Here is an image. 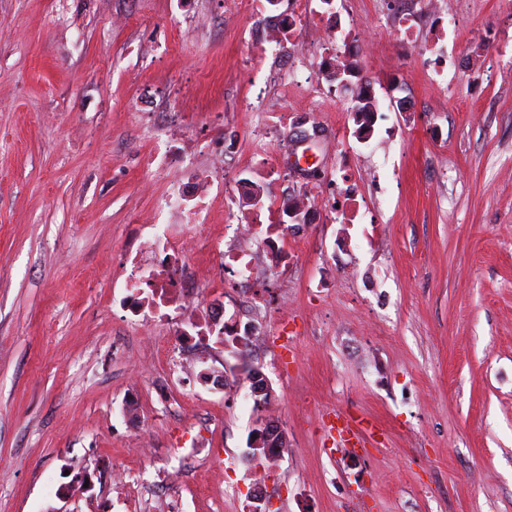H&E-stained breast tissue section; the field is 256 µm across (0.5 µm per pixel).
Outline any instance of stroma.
Returning a JSON list of instances; mask_svg holds the SVG:
<instances>
[{"label": "stroma", "mask_w": 512, "mask_h": 512, "mask_svg": "<svg viewBox=\"0 0 512 512\" xmlns=\"http://www.w3.org/2000/svg\"><path fill=\"white\" fill-rule=\"evenodd\" d=\"M416 0H337L364 55L394 74L406 111L386 108L364 137L343 97L275 81L289 49L259 54L270 18L227 20L225 0H0V512H87L69 483L86 478L102 512L103 461L137 455L120 407L131 394L158 464L206 425L224 459L223 495L180 492L179 512H512V0H457L447 90L398 32ZM207 14L193 27L192 13ZM130 24L113 29V14ZM317 112L315 177L291 165L304 146L276 130L279 175L265 197H362L359 223L329 212L295 224L287 274L263 250L250 281L224 288V314L255 322L248 345L201 349L223 369L180 410L130 373L150 358L112 300L135 212L171 184L149 167L144 131L223 113L224 181L253 176L252 129L269 112ZM351 169L337 167L338 145ZM261 368L288 437L265 484L244 459L264 409L239 389ZM374 424L355 454L333 451V415Z\"/></svg>", "instance_id": "obj_1"}]
</instances>
